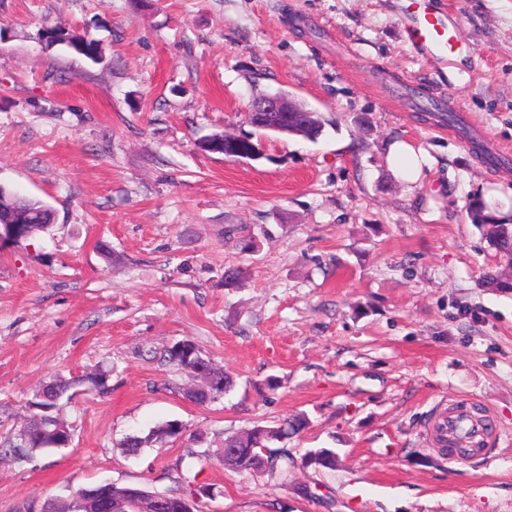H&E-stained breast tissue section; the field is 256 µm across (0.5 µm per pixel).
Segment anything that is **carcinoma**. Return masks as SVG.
I'll use <instances>...</instances> for the list:
<instances>
[{"label":"carcinoma","mask_w":512,"mask_h":512,"mask_svg":"<svg viewBox=\"0 0 512 512\" xmlns=\"http://www.w3.org/2000/svg\"><path fill=\"white\" fill-rule=\"evenodd\" d=\"M46 39L51 43L62 42L76 53L85 56L93 62L102 59V48L99 44L88 41L77 34L65 33L56 29L45 32ZM18 213L19 223L10 225L2 230L5 239L17 240L27 238L33 233L46 228L53 223L54 212L50 206L41 202L18 198L13 193L0 186V214L7 216ZM475 225L484 238L507 260L512 262V224L504 223L490 213L485 212L483 206H472ZM164 359L182 370L193 386L185 391V396L193 403L207 405L218 399L234 387L232 377L218 367H212L215 380H209L198 371V366L205 361L196 345L190 340H181L165 350ZM106 372H98L77 380L56 381L60 394L79 384H90L93 389L103 391L106 389ZM307 424L302 414L294 415L280 421H272L265 425L257 424L252 428L230 435L224 439V447L238 449V455L227 466V469L237 473L256 472V454L264 448L268 452V473L280 476L288 475L289 469L295 467V460L287 448L281 443L297 436ZM47 431L43 435H34L27 444L29 452L35 450L48 451L60 442L52 434L54 425L46 424ZM181 433V424L177 421H166L156 426L148 436L142 438L130 436L119 443V446L135 451L148 443H163L167 439ZM305 466L333 470L336 468V452L331 448H317L305 454L302 459Z\"/></svg>","instance_id":"cac0c4a2"}]
</instances>
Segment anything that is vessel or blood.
<instances>
[{"mask_svg":"<svg viewBox=\"0 0 512 512\" xmlns=\"http://www.w3.org/2000/svg\"><path fill=\"white\" fill-rule=\"evenodd\" d=\"M408 15L409 41L419 47L429 59L447 61L459 50L451 35L453 24L448 14L431 8L429 0H405ZM469 406L459 402L437 416L430 430L432 447H439L441 439L451 438L459 429H466L474 454L486 452L489 438L481 426L471 424Z\"/></svg>","mask_w":512,"mask_h":512,"instance_id":"vessel-or-blood-1","label":"vessel or blood"}]
</instances>
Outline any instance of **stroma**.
<instances>
[{"label": "stroma", "mask_w": 512, "mask_h": 512, "mask_svg": "<svg viewBox=\"0 0 512 512\" xmlns=\"http://www.w3.org/2000/svg\"><path fill=\"white\" fill-rule=\"evenodd\" d=\"M434 5L468 48L446 66L408 42L400 0H0V185L55 214L0 241V441L44 382L110 373L61 409L69 447L0 456V512L106 482L209 487L196 512H512V291L482 287L503 260L471 219L479 202L512 220V0ZM280 89L320 113L317 140L200 148L253 133V98ZM182 339L234 377L220 401L184 397L161 359ZM458 400L493 420L490 455L428 445ZM296 413L290 453L334 449L336 470L225 469L226 434ZM168 420L165 447H120ZM46 39L52 44L62 42L76 53L85 56L93 62L102 59V48L98 43L88 41L77 34L65 33L56 29H48L45 32ZM228 144L236 147V159L257 160L261 157V145L256 144L249 136L231 134ZM392 165L401 174L415 181L420 173V160L415 151L405 143H396L391 150Z\"/></svg>", "instance_id": "35a3bbf8"}]
</instances>
